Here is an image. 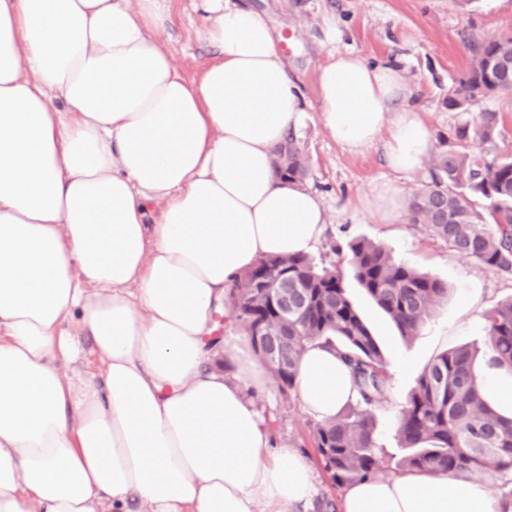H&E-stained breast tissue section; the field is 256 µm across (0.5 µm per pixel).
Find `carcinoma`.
<instances>
[{
  "instance_id": "cac0c4a2",
  "label": "carcinoma",
  "mask_w": 512,
  "mask_h": 512,
  "mask_svg": "<svg viewBox=\"0 0 512 512\" xmlns=\"http://www.w3.org/2000/svg\"><path fill=\"white\" fill-rule=\"evenodd\" d=\"M512 44V32L472 41L469 68L448 89V109L470 111L479 98L512 90V62L500 51ZM499 113L483 111L455 130L453 146L431 160V183L410 195L412 224H425L457 254L504 277H512V156L476 153L472 141L493 145L500 135ZM278 177L304 184L309 157L294 134L277 149ZM353 277L390 318L403 339L414 336L438 305L448 301L439 279L395 260L373 242L347 244ZM256 284L235 301L236 320L247 336L258 326L288 337L286 369L271 372L281 392L294 387L307 346L336 350L349 367L356 401L332 422L313 432L315 447L334 485L347 486L382 471L375 452L371 408L383 398L388 374L379 346L349 300L343 271L321 265L306 254L265 256L234 284ZM288 283V299L304 300L284 315L272 307L264 288ZM483 357L512 372V298L484 314ZM477 351L458 346L440 353L419 374L398 423L401 464L407 471L444 472L450 477L512 472V416L501 414L484 398Z\"/></svg>"
}]
</instances>
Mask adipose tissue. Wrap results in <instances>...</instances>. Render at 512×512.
Returning a JSON list of instances; mask_svg holds the SVG:
<instances>
[{"label":"adipose tissue","mask_w":512,"mask_h":512,"mask_svg":"<svg viewBox=\"0 0 512 512\" xmlns=\"http://www.w3.org/2000/svg\"><path fill=\"white\" fill-rule=\"evenodd\" d=\"M173 2L0 0V512H305L317 492L308 457L270 443L253 397L272 379L249 337L225 340L227 374L206 340L216 305L235 324L239 275L320 238L317 195L273 170L306 103L243 0H201L220 56L185 77L157 36ZM318 84L338 144L385 135L392 171L422 165L432 135L398 67L339 52ZM294 389L322 422L355 397L318 344ZM499 509L485 482L410 471L339 505Z\"/></svg>","instance_id":"obj_1"}]
</instances>
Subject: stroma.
<instances>
[{
	"label": "stroma",
	"instance_id": "obj_1",
	"mask_svg": "<svg viewBox=\"0 0 512 512\" xmlns=\"http://www.w3.org/2000/svg\"><path fill=\"white\" fill-rule=\"evenodd\" d=\"M273 26L289 74L308 104V117L297 137L310 163L305 182L320 198L328 216L312 255L316 261L345 269L347 257L336 246L354 239L381 244L398 261L428 273L448 285V301L437 307L410 341H403L352 274L344 276L351 300L375 336L385 358L389 387L374 408L376 453L387 475L399 474L397 425L416 379L441 352L461 344L483 347L484 313L512 297V278L479 267L452 251L426 225L387 223L366 198L376 184L394 181L404 194L430 182V166L409 174L393 173L386 165L384 143L350 152L336 143L320 119L318 71L333 50L349 49L373 64L400 66L407 102L415 106L433 137V152L447 150L455 128L465 116L448 109L446 97L453 81L466 72L470 55L467 38L478 40L512 32V0H473L467 7L456 0H247ZM207 19L192 0H175L172 18L161 32L175 65L196 78L212 63L216 48L202 32ZM338 28L341 40L329 42L327 31ZM474 111L501 116L500 135L490 152L512 154V93L479 100ZM272 447L295 448L311 461L319 490L309 512H322L323 501L339 500L336 487L314 445L316 418L302 409L294 391L278 386L257 396Z\"/></svg>",
	"mask_w": 512,
	"mask_h": 512
}]
</instances>
